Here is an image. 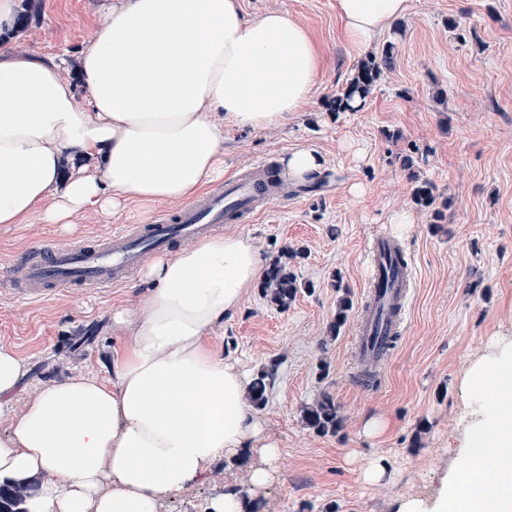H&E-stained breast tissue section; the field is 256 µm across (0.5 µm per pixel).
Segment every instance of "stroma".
Masks as SVG:
<instances>
[{
    "label": "stroma",
    "instance_id": "1",
    "mask_svg": "<svg viewBox=\"0 0 512 512\" xmlns=\"http://www.w3.org/2000/svg\"><path fill=\"white\" fill-rule=\"evenodd\" d=\"M241 2L249 17L276 11L305 26L322 64L314 97L300 111L262 130L225 129V175L253 160L279 163L303 145L328 159L321 182H289L253 223L234 227L264 265L283 246L305 250L294 267L303 290L285 310L252 290L212 339L247 376L277 367L259 411L279 444L276 479L260 494L263 512H392L400 498L430 512L448 474H469L470 459L457 444L479 419L487 392L465 385L468 369L512 341V0H411L408 15L370 47L376 53L393 44L394 64L356 112L325 105L361 62L345 42L336 0ZM103 3L36 0L28 26L7 44L44 59L63 52L78 67ZM405 156L412 170L402 167ZM420 180L432 187V205L414 197ZM395 211L414 216L409 232L390 224ZM139 221L132 203L118 218L85 209L66 224L35 217L0 224V269L22 248L67 245ZM381 232L395 235L411 257L413 290L381 378L366 383L358 377L353 325L335 342L324 337L340 297L335 281L361 306L368 243ZM148 294L135 276L81 305L64 294L27 306L0 295V346L25 368L14 411L52 383L78 375L109 381L112 354L129 340L112 309ZM325 394L343 417L332 436L301 420L302 407ZM376 419L383 431L366 434ZM373 459L386 466L377 482L364 476ZM228 482L251 490L247 467L219 462L205 481L167 497L161 512H207Z\"/></svg>",
    "mask_w": 512,
    "mask_h": 512
}]
</instances>
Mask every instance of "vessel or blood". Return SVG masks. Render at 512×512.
Wrapping results in <instances>:
<instances>
[{
    "label": "vessel or blood",
    "mask_w": 512,
    "mask_h": 512,
    "mask_svg": "<svg viewBox=\"0 0 512 512\" xmlns=\"http://www.w3.org/2000/svg\"><path fill=\"white\" fill-rule=\"evenodd\" d=\"M277 172L265 161L225 178L179 211L151 224L115 227L75 245L34 247L12 256L0 271V287L15 303L29 304L58 292L82 300L127 283L164 251L191 242L224 224H244L264 212L273 198ZM398 243L380 235L368 247L367 295L355 319L354 353L359 365L383 368L395 336L403 331L410 302L411 269L395 262Z\"/></svg>",
    "instance_id": "obj_1"
}]
</instances>
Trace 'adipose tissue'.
<instances>
[{"mask_svg":"<svg viewBox=\"0 0 512 512\" xmlns=\"http://www.w3.org/2000/svg\"><path fill=\"white\" fill-rule=\"evenodd\" d=\"M336 9L362 51L407 16L409 0ZM319 65L300 23L247 17L240 0H116L99 14L75 83L66 54L45 62L2 50L0 224H63L88 207L118 216L130 198L146 221L158 203L193 199L224 176L225 128L264 129L302 109ZM280 162L296 182L328 165L309 146ZM258 276L253 244L232 231L155 260L143 272L146 303L112 312L131 340L112 359L111 384L55 383L19 414L22 365L0 347V480H37L27 512H159L216 462L244 456L252 490L273 483L278 444L246 398L245 374L210 343ZM488 376L494 408L463 446L481 449L498 476L477 486L478 512H512V344L477 361L468 382Z\"/></svg>","mask_w":512,"mask_h":512,"instance_id":"ef3b65f1","label":"adipose tissue"}]
</instances>
